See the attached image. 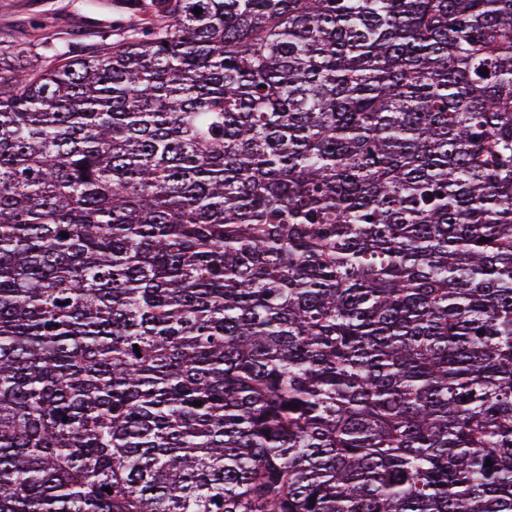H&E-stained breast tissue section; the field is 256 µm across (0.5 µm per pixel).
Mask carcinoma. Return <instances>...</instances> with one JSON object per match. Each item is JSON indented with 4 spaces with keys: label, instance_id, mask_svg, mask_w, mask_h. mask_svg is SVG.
<instances>
[{
    "label": "carcinoma",
    "instance_id": "carcinoma-1",
    "mask_svg": "<svg viewBox=\"0 0 512 512\" xmlns=\"http://www.w3.org/2000/svg\"><path fill=\"white\" fill-rule=\"evenodd\" d=\"M138 6L0 44V512H512V0Z\"/></svg>",
    "mask_w": 512,
    "mask_h": 512
}]
</instances>
